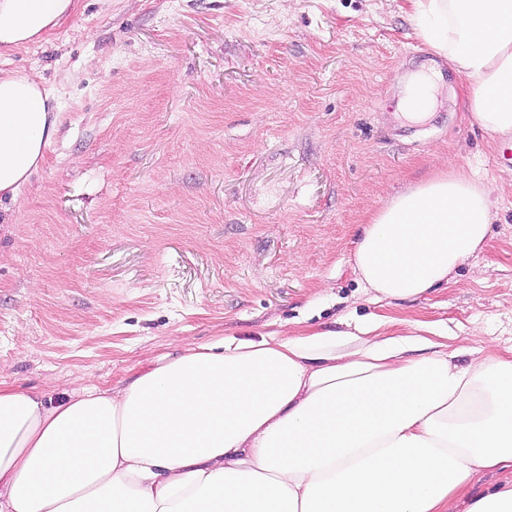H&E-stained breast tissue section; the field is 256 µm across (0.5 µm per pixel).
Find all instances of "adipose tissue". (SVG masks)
Returning <instances> with one entry per match:
<instances>
[{
  "mask_svg": "<svg viewBox=\"0 0 512 512\" xmlns=\"http://www.w3.org/2000/svg\"><path fill=\"white\" fill-rule=\"evenodd\" d=\"M417 37L466 81L472 118L512 143V0H408ZM73 0H0V46L34 42ZM435 74L400 104H437ZM53 89L0 70V201L53 144ZM491 190L446 172L375 212L350 263L376 299L446 284L490 233ZM406 336L187 344L120 390L55 406L0 386V512H455L477 473L512 470V350L409 359Z\"/></svg>",
  "mask_w": 512,
  "mask_h": 512,
  "instance_id": "obj_1",
  "label": "adipose tissue"
}]
</instances>
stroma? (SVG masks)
Masks as SVG:
<instances>
[{
	"instance_id": "1",
	"label": "stroma",
	"mask_w": 512,
	"mask_h": 512,
	"mask_svg": "<svg viewBox=\"0 0 512 512\" xmlns=\"http://www.w3.org/2000/svg\"><path fill=\"white\" fill-rule=\"evenodd\" d=\"M441 73L421 124L399 110ZM0 69L55 91L60 133L0 202V385L121 389L186 343L342 334L512 349V164L405 0H74ZM492 190L483 251L374 300L348 259L370 215L442 172ZM438 86V80L433 73L419 72L413 75L404 89L403 99L400 103L403 112H406L413 120L425 118L437 104ZM418 98L424 102L422 108L414 106V102Z\"/></svg>"
}]
</instances>
